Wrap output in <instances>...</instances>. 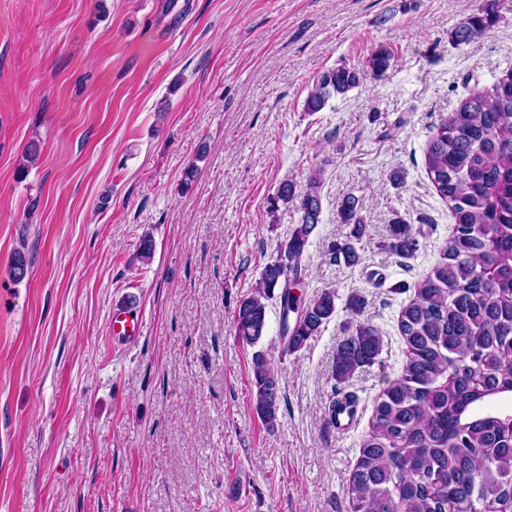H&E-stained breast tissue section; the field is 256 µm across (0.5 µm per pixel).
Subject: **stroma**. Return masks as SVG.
I'll return each mask as SVG.
<instances>
[{
    "mask_svg": "<svg viewBox=\"0 0 512 512\" xmlns=\"http://www.w3.org/2000/svg\"><path fill=\"white\" fill-rule=\"evenodd\" d=\"M478 3L0 0V512H352L374 402L406 361L400 312L452 231L427 142L471 88L512 69V0H496L492 31L451 41ZM381 45L384 77L305 111L319 75L363 68ZM315 171L301 293L335 288L336 315L285 355L269 301L247 346L236 306L300 217L277 190ZM349 194L366 224L355 265L325 254L348 232ZM398 216L419 242L409 257L382 247ZM127 306L144 327L123 345L110 322ZM361 321L382 351L335 383ZM258 348L281 374L272 431L252 407ZM348 395L356 421L341 431L329 409Z\"/></svg>",
    "mask_w": 512,
    "mask_h": 512,
    "instance_id": "35a3bbf8",
    "label": "stroma"
}]
</instances>
